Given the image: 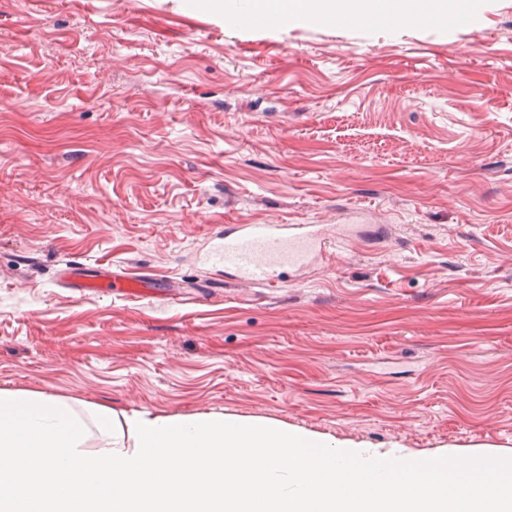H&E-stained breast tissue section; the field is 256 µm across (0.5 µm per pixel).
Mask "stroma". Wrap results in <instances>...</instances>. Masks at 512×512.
I'll return each instance as SVG.
<instances>
[{"label":"stroma","mask_w":512,"mask_h":512,"mask_svg":"<svg viewBox=\"0 0 512 512\" xmlns=\"http://www.w3.org/2000/svg\"><path fill=\"white\" fill-rule=\"evenodd\" d=\"M254 20L255 0H0V388L512 457V0ZM383 242L267 289L81 297L68 265L220 279L224 224Z\"/></svg>","instance_id":"35a3bbf8"}]
</instances>
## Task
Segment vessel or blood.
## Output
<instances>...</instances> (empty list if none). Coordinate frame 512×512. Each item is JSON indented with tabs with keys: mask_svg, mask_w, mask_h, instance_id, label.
I'll use <instances>...</instances> for the list:
<instances>
[{
	"mask_svg": "<svg viewBox=\"0 0 512 512\" xmlns=\"http://www.w3.org/2000/svg\"><path fill=\"white\" fill-rule=\"evenodd\" d=\"M357 225H337L328 231L322 224H228L223 231L205 237L196 252L203 262L223 269L236 283L277 288L284 272H300L311 265L324 263L333 255L335 242L356 237ZM157 288L169 287L160 277L150 283ZM149 283L135 277H117L111 267L95 270L71 269L66 285L79 295H98L115 287L124 288L127 296L143 295Z\"/></svg>",
	"mask_w": 512,
	"mask_h": 512,
	"instance_id": "vessel-or-blood-1",
	"label": "vessel or blood"
}]
</instances>
